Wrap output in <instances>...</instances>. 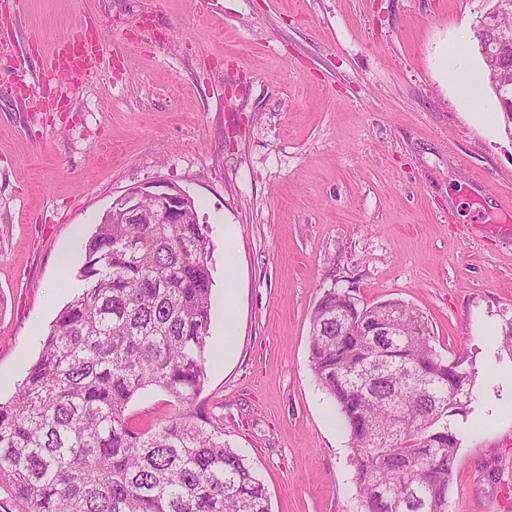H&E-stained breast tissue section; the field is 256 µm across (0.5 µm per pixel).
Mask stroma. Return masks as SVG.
Instances as JSON below:
<instances>
[{"mask_svg":"<svg viewBox=\"0 0 512 512\" xmlns=\"http://www.w3.org/2000/svg\"><path fill=\"white\" fill-rule=\"evenodd\" d=\"M490 0H28L0 18V399L16 392L77 294L113 200L155 183L190 195L214 244L197 400L263 480L272 512H357L351 439L310 370L311 311L336 287L428 318L475 371L451 422L450 512H512V116L485 124L444 75L484 70ZM116 45L96 78L18 90L59 40ZM29 40L38 56H23ZM238 227L236 344L224 349V227ZM68 249L62 266L58 253ZM178 409L158 390L140 429Z\"/></svg>","mask_w":512,"mask_h":512,"instance_id":"1","label":"stroma"}]
</instances>
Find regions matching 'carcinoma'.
Instances as JSON below:
<instances>
[{
	"label": "carcinoma",
	"mask_w": 512,
	"mask_h": 512,
	"mask_svg": "<svg viewBox=\"0 0 512 512\" xmlns=\"http://www.w3.org/2000/svg\"><path fill=\"white\" fill-rule=\"evenodd\" d=\"M149 219H101L82 292L0 401V492L25 512H271L246 456L196 406L212 363L206 226L195 211ZM392 319L401 335H370ZM310 368L352 440L361 512H449L461 440L447 418L473 372L436 349L423 313L330 288L311 313ZM149 388L179 407L140 430L126 411Z\"/></svg>",
	"instance_id": "obj_1"
}]
</instances>
